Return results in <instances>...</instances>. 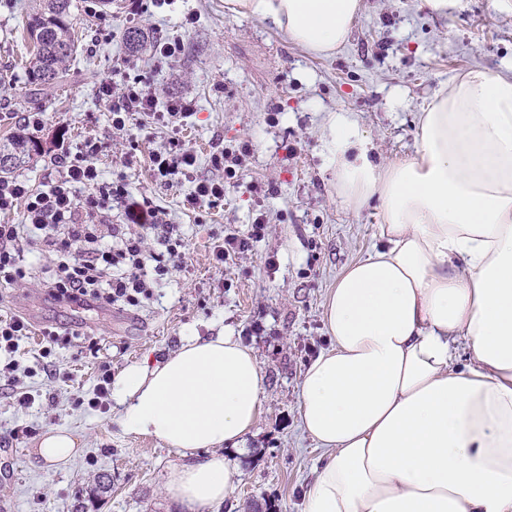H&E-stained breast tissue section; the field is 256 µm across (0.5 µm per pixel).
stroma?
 Wrapping results in <instances>:
<instances>
[{
	"label": "stroma",
	"mask_w": 512,
	"mask_h": 512,
	"mask_svg": "<svg viewBox=\"0 0 512 512\" xmlns=\"http://www.w3.org/2000/svg\"><path fill=\"white\" fill-rule=\"evenodd\" d=\"M76 58L55 88L28 81L33 44L29 16L36 0H0V142L24 129L28 112L43 116L32 135L37 148L13 176L41 187L56 174L58 141L71 151L99 143L94 161L106 180L147 199L164 223L178 225L185 257L137 307L64 303L36 283L0 285V316L21 315L32 333L16 358L29 369L20 388L0 382V503L8 512H75L77 497L108 474L107 492L88 512H181L163 492L179 455L142 436L126 434L114 404L90 407L103 368L119 373L133 362L161 359L182 337L234 330L254 348L265 372L262 413L238 456L233 496L206 512H301L303 489L319 457L300 420L303 373L330 345L323 322L338 275L378 245L376 203L352 210L336 195L322 146L328 111L354 112L376 159L411 158L416 114L440 86L470 68L500 71L512 62V14L489 0H466L447 18L419 10L418 0H362L348 42L315 57L269 21L229 13L224 0H118L98 12L74 0ZM194 17L184 26L185 17ZM149 38L129 52L126 29ZM158 39L180 40L182 55L155 54ZM147 81L159 101L194 100L177 130L134 117L125 131L98 95L102 81ZM177 135L197 156L190 174L155 182L150 156ZM249 143L239 186L217 205L193 209L186 198L198 180L217 177L219 148ZM267 230L233 263L221 266L213 248L224 234H247L256 216ZM54 326L83 339L57 347L55 374L40 368L42 330ZM33 402L23 407L19 392ZM24 434L13 435L16 426ZM54 426L79 440L66 464L36 456L41 435Z\"/></svg>",
	"instance_id": "35a3bbf8"
}]
</instances>
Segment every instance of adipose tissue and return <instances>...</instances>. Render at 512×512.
I'll use <instances>...</instances> for the list:
<instances>
[{"mask_svg":"<svg viewBox=\"0 0 512 512\" xmlns=\"http://www.w3.org/2000/svg\"><path fill=\"white\" fill-rule=\"evenodd\" d=\"M229 4L321 57L361 9ZM416 124L413 157L383 164L354 113L325 119L336 194L355 209L377 200L382 245L338 278L323 312L331 345L303 375L302 426L322 464L301 512H512V66L453 77ZM264 389L254 349L224 332L128 366L112 398L124 432L183 456L165 493L203 512L236 488Z\"/></svg>","mask_w":512,"mask_h":512,"instance_id":"obj_1","label":"adipose tissue"}]
</instances>
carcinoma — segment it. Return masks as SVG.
Segmentation results:
<instances>
[{
  "label": "carcinoma",
  "mask_w": 512,
  "mask_h": 512,
  "mask_svg": "<svg viewBox=\"0 0 512 512\" xmlns=\"http://www.w3.org/2000/svg\"><path fill=\"white\" fill-rule=\"evenodd\" d=\"M73 0H42L40 8L31 16L29 29L35 45L29 83L50 87L67 75V63L73 60L78 45L74 38ZM31 141L19 137L13 142V151L0 152V172H7L31 151Z\"/></svg>",
  "instance_id": "carcinoma-1"
}]
</instances>
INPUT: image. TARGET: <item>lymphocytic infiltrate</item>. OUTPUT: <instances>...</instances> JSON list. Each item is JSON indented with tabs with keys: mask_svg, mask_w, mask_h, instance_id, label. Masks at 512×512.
<instances>
[{
	"mask_svg": "<svg viewBox=\"0 0 512 512\" xmlns=\"http://www.w3.org/2000/svg\"><path fill=\"white\" fill-rule=\"evenodd\" d=\"M98 93L108 102L112 127L119 131L136 114L175 128L194 107L185 98L159 103L151 88L138 82L104 81ZM249 151L244 144L213 154L214 166L224 175L197 181L188 205L201 208L222 200L225 188L238 183L241 159ZM54 164L58 175L43 190L31 189L16 177H0V214L22 213L21 223L0 224V279L9 284L26 282L25 255L37 249L53 257L42 284L55 299L139 306L151 296L153 283L168 276L182 257L184 242L176 226L161 223L157 210L149 202L131 198L123 183L103 182L97 166L82 153L58 145ZM195 164V154L176 138L150 157L155 180L164 184L189 174ZM115 207L122 209L124 223L104 224ZM150 237L157 249L147 248ZM30 329L24 317L0 319L1 381L18 382L15 354Z\"/></svg>",
	"mask_w": 512,
	"mask_h": 512,
	"instance_id": "obj_1",
	"label": "lymphocytic infiltrate"
}]
</instances>
